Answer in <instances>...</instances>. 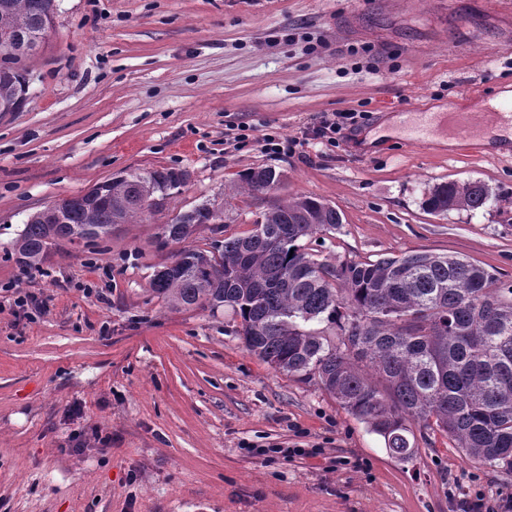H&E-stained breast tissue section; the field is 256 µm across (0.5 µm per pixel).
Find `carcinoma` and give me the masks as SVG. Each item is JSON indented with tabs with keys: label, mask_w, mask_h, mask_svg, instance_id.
Returning <instances> with one entry per match:
<instances>
[{
	"label": "carcinoma",
	"mask_w": 512,
	"mask_h": 512,
	"mask_svg": "<svg viewBox=\"0 0 512 512\" xmlns=\"http://www.w3.org/2000/svg\"><path fill=\"white\" fill-rule=\"evenodd\" d=\"M47 0H0V43L49 38ZM22 59L0 50V101L17 107ZM188 181L175 167L127 171L73 200L57 223L42 210L16 242L35 267L59 243H90L155 209ZM282 181L272 167L242 175L244 191L269 195ZM481 182H444L423 201L432 214L483 208ZM216 220L204 204L161 226L162 244L187 241ZM342 224L336 207L311 195L274 201L247 235L206 250L185 246L153 291L175 308L227 307L240 318L249 352L303 379L317 378L351 414L380 435L396 458L412 454L408 422L438 428L466 456L512 469V285L466 259L411 252L376 261L321 262L300 244ZM327 322L332 343L307 328Z\"/></svg>",
	"instance_id": "1"
}]
</instances>
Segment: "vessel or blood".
<instances>
[{"instance_id": "b4317fda", "label": "vessel or blood", "mask_w": 512, "mask_h": 512, "mask_svg": "<svg viewBox=\"0 0 512 512\" xmlns=\"http://www.w3.org/2000/svg\"><path fill=\"white\" fill-rule=\"evenodd\" d=\"M512 128V104L486 95L476 111L449 108L445 112L421 113L418 123L410 130L411 142L424 143L438 133H449L455 140L469 144L477 138L493 137L498 128Z\"/></svg>"}]
</instances>
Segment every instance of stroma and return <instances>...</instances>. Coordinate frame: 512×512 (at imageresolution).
I'll return each mask as SVG.
<instances>
[{
	"label": "stroma",
	"instance_id": "stroma-1",
	"mask_svg": "<svg viewBox=\"0 0 512 512\" xmlns=\"http://www.w3.org/2000/svg\"><path fill=\"white\" fill-rule=\"evenodd\" d=\"M24 75L18 108L0 112V284L48 205L136 168L190 179L105 239L52 248L48 276L25 283L51 298L42 319L0 312V512H452L457 496L512 500V469L416 424L410 458L393 457L318 380L250 354L230 309L173 308L150 286L177 250L156 236L180 212L220 209L190 240L207 250L253 230L266 203L239 184L257 166L283 172L275 198L340 211L338 230L305 242L320 260L427 251L511 283L512 145L360 138L392 116L474 109L472 87H512V12L491 0H56L54 32ZM345 111L365 118L336 148L226 141L232 124L296 136ZM450 181L482 182L491 199L424 210L425 193Z\"/></svg>",
	"mask_w": 512,
	"mask_h": 512
}]
</instances>
